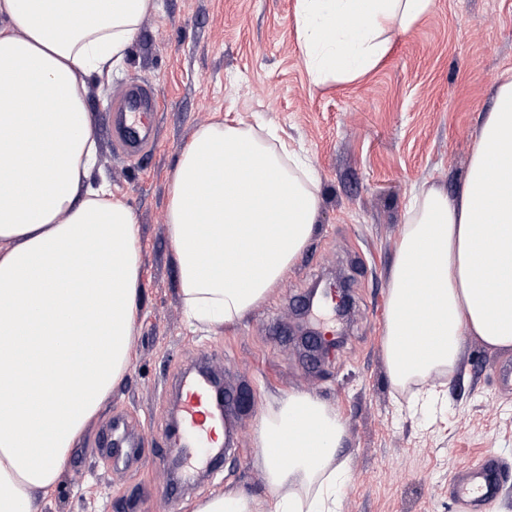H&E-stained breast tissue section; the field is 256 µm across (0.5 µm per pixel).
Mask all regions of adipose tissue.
<instances>
[{
  "label": "adipose tissue",
  "mask_w": 512,
  "mask_h": 512,
  "mask_svg": "<svg viewBox=\"0 0 512 512\" xmlns=\"http://www.w3.org/2000/svg\"><path fill=\"white\" fill-rule=\"evenodd\" d=\"M433 0H297L314 81L356 80ZM155 0H0V512H42L71 448L131 362L142 295L134 212L93 176L86 78L124 60ZM317 179L274 131L199 127L166 213L190 320L233 325L309 244ZM383 350L394 387L458 371L468 338L512 349V75L478 129L455 196L414 194L388 274ZM419 301L426 340L409 350ZM345 424L306 392L274 399L256 435L269 493L227 491L192 512H340Z\"/></svg>",
  "instance_id": "adipose-tissue-1"
}]
</instances>
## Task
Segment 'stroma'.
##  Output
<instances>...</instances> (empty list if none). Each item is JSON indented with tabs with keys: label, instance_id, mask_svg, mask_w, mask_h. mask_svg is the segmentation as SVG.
Masks as SVG:
<instances>
[{
	"label": "stroma",
	"instance_id": "35a3bbf8",
	"mask_svg": "<svg viewBox=\"0 0 512 512\" xmlns=\"http://www.w3.org/2000/svg\"><path fill=\"white\" fill-rule=\"evenodd\" d=\"M296 4L157 0L111 79L87 81L95 175L136 216L143 299L126 376L72 448L43 512H191L213 493L267 494L256 430L271 397L294 391L334 405L346 425L341 512H472L452 494L455 473L488 454L512 467V388L498 378L512 350L470 339L445 403L417 413L392 385L382 350L387 275L411 193L425 183L452 193L462 183L498 78L512 71V0H434L371 72L323 84L304 63ZM133 82L150 85L160 102L157 141L140 157L117 150L111 135L114 96ZM222 119L262 121L299 144L318 174L319 214L310 244L268 300L236 325L194 329L165 214L181 149ZM339 276L351 297L344 326L328 309L314 315L345 339L316 364L294 334L296 303L316 281ZM202 356L253 402L234 413L223 470L171 499L172 386ZM116 418L138 435L140 463L96 455Z\"/></svg>",
	"mask_w": 512,
	"mask_h": 512
}]
</instances>
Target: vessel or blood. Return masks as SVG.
Returning a JSON list of instances; mask_svg holds the SVG:
<instances>
[{"label":"vessel or blood","mask_w":512,"mask_h":512,"mask_svg":"<svg viewBox=\"0 0 512 512\" xmlns=\"http://www.w3.org/2000/svg\"><path fill=\"white\" fill-rule=\"evenodd\" d=\"M157 108L158 101L149 86L130 84L119 92L112 113V137L126 154H140L152 143L151 118ZM179 391V432L186 443L181 453L192 456L195 469L216 471L217 463L202 454L212 444L213 427L222 421L214 392L199 377L182 381ZM102 451L113 459L129 462L137 458L140 448L127 424L117 419L104 436ZM505 477L499 459L489 456L465 469L454 482L452 492L455 498L469 503L474 512H482L486 504L497 498Z\"/></svg>","instance_id":"b4317fda"}]
</instances>
